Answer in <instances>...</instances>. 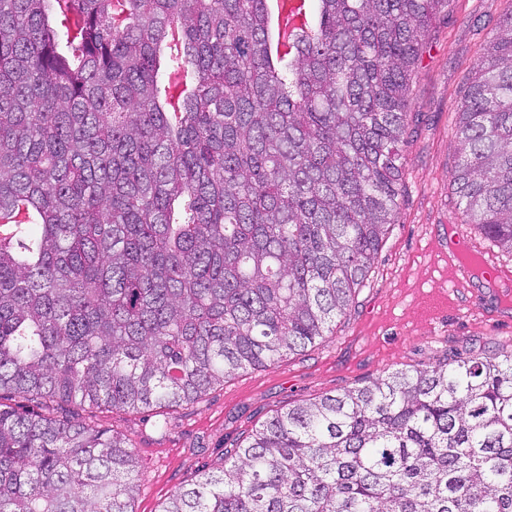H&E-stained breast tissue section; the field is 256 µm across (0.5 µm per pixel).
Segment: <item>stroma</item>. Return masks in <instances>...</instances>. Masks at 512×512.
Instances as JSON below:
<instances>
[{
    "instance_id": "1",
    "label": "stroma",
    "mask_w": 512,
    "mask_h": 512,
    "mask_svg": "<svg viewBox=\"0 0 512 512\" xmlns=\"http://www.w3.org/2000/svg\"><path fill=\"white\" fill-rule=\"evenodd\" d=\"M512 14V0H452L433 20L409 103L412 134L403 148L400 208L355 308L323 342L267 368L248 369L201 400L154 412L80 409L79 420L129 438L138 461L134 512H158L202 469L224 462L276 412L394 369L422 368L447 357L512 353V279L475 278L454 257L449 225L472 250L512 272V254L464 223L449 185L456 163L455 108L489 32Z\"/></svg>"
}]
</instances>
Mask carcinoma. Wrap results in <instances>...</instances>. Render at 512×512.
<instances>
[{"label":"carcinoma","mask_w":512,"mask_h":512,"mask_svg":"<svg viewBox=\"0 0 512 512\" xmlns=\"http://www.w3.org/2000/svg\"><path fill=\"white\" fill-rule=\"evenodd\" d=\"M450 0H0V512H133L123 435L347 315L400 207L410 88ZM463 221L512 252V15L457 104ZM158 512H512V354L272 416ZM270 15L273 33L280 41L287 39L289 35L294 39H300L307 36L311 32L309 15L305 16L301 22H298L294 28H286L284 17L280 9L276 13V9L273 8L270 11Z\"/></svg>","instance_id":"1"}]
</instances>
